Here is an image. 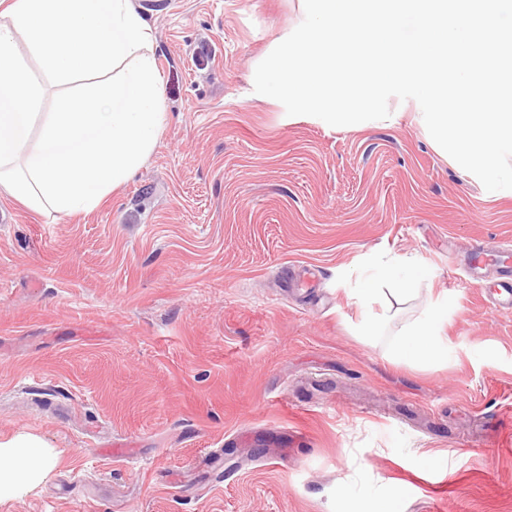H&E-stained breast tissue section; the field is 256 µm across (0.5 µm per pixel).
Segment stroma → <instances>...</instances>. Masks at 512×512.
<instances>
[{"instance_id":"obj_1","label":"stroma","mask_w":512,"mask_h":512,"mask_svg":"<svg viewBox=\"0 0 512 512\" xmlns=\"http://www.w3.org/2000/svg\"><path fill=\"white\" fill-rule=\"evenodd\" d=\"M133 3L163 77L152 153L87 214L0 197V441L53 458L0 512H512V314L463 272L512 242V195L412 101L335 130L256 96L299 0ZM394 256L448 299L429 367L353 329L360 275Z\"/></svg>"}]
</instances>
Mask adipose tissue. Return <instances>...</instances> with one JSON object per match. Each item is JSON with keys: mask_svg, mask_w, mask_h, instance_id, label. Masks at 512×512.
<instances>
[{"mask_svg": "<svg viewBox=\"0 0 512 512\" xmlns=\"http://www.w3.org/2000/svg\"><path fill=\"white\" fill-rule=\"evenodd\" d=\"M34 59L58 81H92L43 111ZM165 121L153 36L131 0H8L0 9V197L37 214L90 212L143 165ZM426 278L424 265L401 257L379 263L354 294L360 335H382L395 317L383 284L403 300L419 297ZM444 317V302L426 301L391 341L392 360L442 359ZM51 465L34 438L0 442V498L34 487Z\"/></svg>", "mask_w": 512, "mask_h": 512, "instance_id": "adipose-tissue-1", "label": "adipose tissue"}]
</instances>
